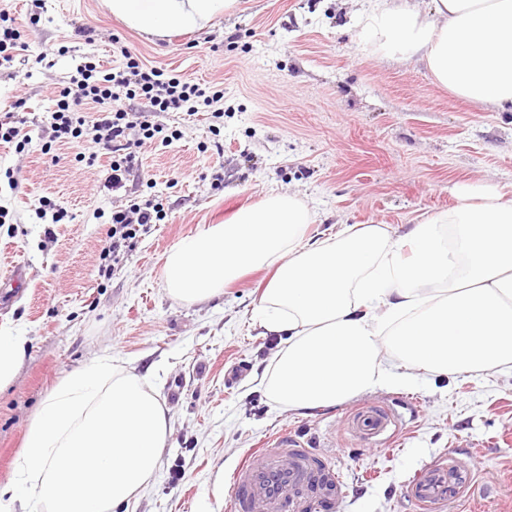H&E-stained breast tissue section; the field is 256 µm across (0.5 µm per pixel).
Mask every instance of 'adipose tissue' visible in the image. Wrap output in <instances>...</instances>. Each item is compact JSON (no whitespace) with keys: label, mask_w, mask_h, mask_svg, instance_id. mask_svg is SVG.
I'll use <instances>...</instances> for the list:
<instances>
[{"label":"adipose tissue","mask_w":512,"mask_h":512,"mask_svg":"<svg viewBox=\"0 0 512 512\" xmlns=\"http://www.w3.org/2000/svg\"><path fill=\"white\" fill-rule=\"evenodd\" d=\"M370 0L364 33L387 56L424 61L458 98L512 112V0ZM130 28L166 36L202 31L234 0H105ZM314 214L269 193L178 241L163 281L194 303L258 268L275 274L259 322L282 341L262 379L289 410L331 408L384 386L512 365V198L463 197L393 237L387 225L349 226L311 240ZM28 338L0 326V389ZM170 417L147 377L104 356L69 373L31 422L0 486V512H118L152 480Z\"/></svg>","instance_id":"adipose-tissue-1"}]
</instances>
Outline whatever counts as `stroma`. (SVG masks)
Returning a JSON list of instances; mask_svg holds the SVG:
<instances>
[{"instance_id": "stroma-1", "label": "stroma", "mask_w": 512, "mask_h": 512, "mask_svg": "<svg viewBox=\"0 0 512 512\" xmlns=\"http://www.w3.org/2000/svg\"><path fill=\"white\" fill-rule=\"evenodd\" d=\"M0 0L26 49L0 67V113L15 110L31 142L0 144V246L27 261L22 287L0 284V324L22 325L26 358L0 391V484L42 402L70 371L100 356L150 373L171 417L154 479L131 512H225L237 459L281 429L316 450L347 486L340 512H415L403 482L448 457L470 482L445 512H512V368L470 375L415 371L406 387H382L329 409L292 411L269 400L262 368L276 349L257 320L264 272L195 304L163 283L168 249L275 190L297 196L318 220L310 237L353 224L395 235L454 209L465 194L512 188V114L457 98L424 62L382 55L362 31L361 0H237L201 33L166 38L128 29L103 0ZM96 30L87 45L76 28ZM150 64L224 90V116L165 112L179 130L143 150L139 177L108 190V160H76L75 148L42 147L47 112L83 55L111 68L108 35ZM71 51L57 55L59 46ZM53 53L54 65L36 59ZM21 109H13L16 99ZM65 218L45 224L41 197ZM156 198L166 217L120 264L105 259L109 218L131 200ZM402 416L391 445L344 429L358 403Z\"/></svg>"}]
</instances>
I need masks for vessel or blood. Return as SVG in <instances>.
<instances>
[{
	"label": "vessel or blood",
	"mask_w": 512,
	"mask_h": 512,
	"mask_svg": "<svg viewBox=\"0 0 512 512\" xmlns=\"http://www.w3.org/2000/svg\"><path fill=\"white\" fill-rule=\"evenodd\" d=\"M392 409L363 404L349 416L351 433L369 445H386L396 433ZM469 475L455 462L426 466L404 483L417 512H444L458 498ZM226 512H336L346 493L341 476L320 454L281 431L267 445L246 454L230 475Z\"/></svg>",
	"instance_id": "b4317fda"
}]
</instances>
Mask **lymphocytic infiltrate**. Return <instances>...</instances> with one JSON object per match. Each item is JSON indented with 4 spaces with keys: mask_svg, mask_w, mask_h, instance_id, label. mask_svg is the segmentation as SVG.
<instances>
[{
    "mask_svg": "<svg viewBox=\"0 0 512 512\" xmlns=\"http://www.w3.org/2000/svg\"><path fill=\"white\" fill-rule=\"evenodd\" d=\"M112 52L120 61L110 69L95 62L77 65L67 85L57 91L50 110L54 142L76 147L94 144L109 159L112 191L125 189L142 165L141 150L155 139H177L152 122L161 112H207L223 102V90L207 87L179 74L164 75L140 55L112 38ZM146 103L147 111L132 112V102ZM164 208L153 199L113 210L112 260L120 262L142 233L163 220Z\"/></svg>",
    "mask_w": 512,
    "mask_h": 512,
    "instance_id": "1",
    "label": "lymphocytic infiltrate"
}]
</instances>
